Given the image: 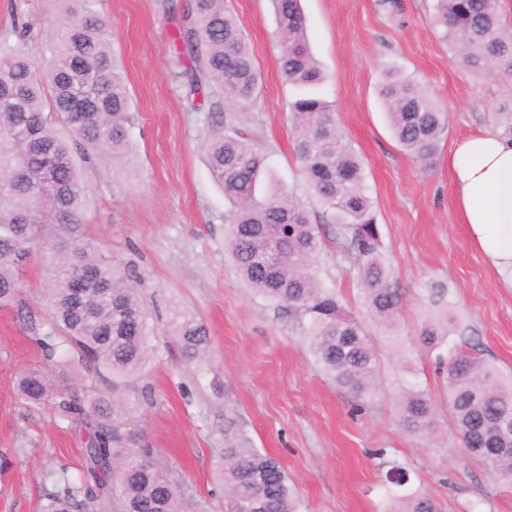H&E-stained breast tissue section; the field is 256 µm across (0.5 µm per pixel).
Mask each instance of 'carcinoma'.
<instances>
[{
	"label": "carcinoma",
	"instance_id": "1",
	"mask_svg": "<svg viewBox=\"0 0 512 512\" xmlns=\"http://www.w3.org/2000/svg\"><path fill=\"white\" fill-rule=\"evenodd\" d=\"M64 14L48 49L51 65L39 73L23 54L0 56V307L21 293L17 270L38 241L65 242L47 278L51 319L39 344L43 362L23 372L17 390L26 401L54 395L51 373L58 350L68 345L87 369L134 378L150 360L151 330L136 267L110 258L79 233L87 208L82 160L92 167L126 160L132 149L131 97L112 49V32L93 9L94 0H61ZM282 40L281 71L288 82H323L307 38L300 0H271ZM180 14L174 62L191 110L204 113L205 162L233 209L225 246L243 280L281 304L320 370L365 403L373 395L377 349L361 323L346 312L336 291L310 267L325 246L323 225L312 223L299 200L275 185L265 155L251 142L224 130V113L241 112L253 98L258 76L246 37L224 0H168ZM434 23L462 65L480 76L512 78V28L500 20V0H434ZM51 97L44 100L45 88ZM392 131L423 169L433 167L448 130L446 113L418 83L390 67L379 87ZM293 150L309 190L328 223L342 226L344 248L358 263L369 313L398 340L402 293L391 282L382 256L372 201L363 188L362 163L323 98L302 95L291 103ZM92 273L85 288L72 282ZM173 334L189 359L206 351L207 331L194 316L177 312ZM448 322L421 329V342L435 357L447 390L448 418L463 448L496 481L512 486V438L499 436L512 424V378L455 343ZM112 381L89 405L64 402L85 428V459L93 486L74 487L66 471L51 474L59 490L46 494L43 512H74L79 498L112 497L115 512H184L183 493L134 424L132 409L116 397ZM400 423L411 434L438 428L431 396L404 392ZM385 512H441L418 491L403 492L404 468L387 472ZM224 489L232 512H299L293 485L275 457L229 434L224 448Z\"/></svg>",
	"mask_w": 512,
	"mask_h": 512
}]
</instances>
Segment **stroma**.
Returning <instances> with one entry per match:
<instances>
[{"label":"stroma","mask_w":512,"mask_h":512,"mask_svg":"<svg viewBox=\"0 0 512 512\" xmlns=\"http://www.w3.org/2000/svg\"><path fill=\"white\" fill-rule=\"evenodd\" d=\"M243 30L258 73L248 119L228 130L254 143L274 181L295 192L313 222L323 215L293 153L289 107L296 89L279 68L280 46L269 0H224ZM310 48L325 80L321 96L358 154L392 279L404 290L402 339L393 344L368 313L357 264L335 225L315 276L336 289L346 312L372 336L380 356L373 397L355 411L354 396L324 375L287 313L239 277L225 252L231 211L203 155L206 125L190 111L172 65L179 24L163 0H97L112 32L136 116L129 164L84 174L89 206L81 231L144 274L141 298L158 334L144 374L121 396L133 403L144 434L180 484L189 512H231L224 495L225 430L276 457L294 482L301 512H382L393 466L408 487L433 497L443 512H512V489L496 483L451 438L441 417L435 438L399 422V367L438 405L446 396L420 344L426 321L448 319L478 343L483 359L512 375V288L486 263L456 215L448 156L459 139L503 131L512 111V79L463 68L432 25L433 0H302ZM60 0H0V53L50 61L48 37ZM399 67L448 114L438 159L422 169L398 145L378 97L382 72ZM50 249L37 246L18 270V305L0 308V512H42L51 471L86 481L85 438L57 401L35 405L17 392L21 371L42 352L30 324L46 320ZM447 291L441 307L433 289ZM207 328L204 361L187 360L169 327L174 310ZM62 396L97 398L104 384L75 367L54 371Z\"/></svg>","instance_id":"1"}]
</instances>
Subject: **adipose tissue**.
Instances as JSON below:
<instances>
[{"instance_id":"obj_1","label":"adipose tissue","mask_w":512,"mask_h":512,"mask_svg":"<svg viewBox=\"0 0 512 512\" xmlns=\"http://www.w3.org/2000/svg\"><path fill=\"white\" fill-rule=\"evenodd\" d=\"M460 221L483 258L512 288V139L484 133L448 158Z\"/></svg>"}]
</instances>
